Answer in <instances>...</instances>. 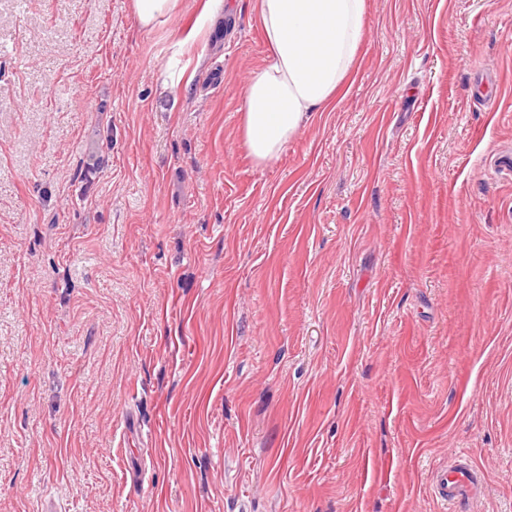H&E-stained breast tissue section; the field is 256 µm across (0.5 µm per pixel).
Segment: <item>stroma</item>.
<instances>
[{"mask_svg": "<svg viewBox=\"0 0 512 512\" xmlns=\"http://www.w3.org/2000/svg\"><path fill=\"white\" fill-rule=\"evenodd\" d=\"M206 3L0 0V512H512V0H365L263 166ZM179 0H132L133 15L140 27L147 28L165 15L171 14ZM432 486L436 497L454 504L475 497L478 474L465 462H451L432 474Z\"/></svg>", "mask_w": 512, "mask_h": 512, "instance_id": "obj_1", "label": "stroma"}]
</instances>
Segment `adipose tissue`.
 Masks as SVG:
<instances>
[{
  "label": "adipose tissue",
  "mask_w": 512,
  "mask_h": 512,
  "mask_svg": "<svg viewBox=\"0 0 512 512\" xmlns=\"http://www.w3.org/2000/svg\"><path fill=\"white\" fill-rule=\"evenodd\" d=\"M365 0H258L270 63L244 91L243 144L276 159L315 112L334 100L365 37Z\"/></svg>",
  "instance_id": "obj_1"
}]
</instances>
